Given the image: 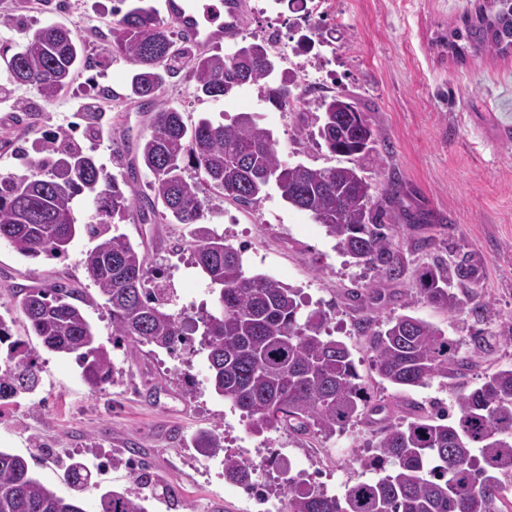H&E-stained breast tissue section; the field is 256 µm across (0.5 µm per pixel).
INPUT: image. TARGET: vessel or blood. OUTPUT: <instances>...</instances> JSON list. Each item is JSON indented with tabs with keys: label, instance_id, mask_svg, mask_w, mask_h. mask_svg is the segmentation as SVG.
<instances>
[{
	"label": "vessel or blood",
	"instance_id": "obj_1",
	"mask_svg": "<svg viewBox=\"0 0 512 512\" xmlns=\"http://www.w3.org/2000/svg\"><path fill=\"white\" fill-rule=\"evenodd\" d=\"M157 11L199 47L233 39L241 25L238 0H158Z\"/></svg>",
	"mask_w": 512,
	"mask_h": 512
}]
</instances>
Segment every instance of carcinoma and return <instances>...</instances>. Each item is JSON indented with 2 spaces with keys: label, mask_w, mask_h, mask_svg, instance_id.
Returning a JSON list of instances; mask_svg holds the SVG:
<instances>
[{
  "label": "carcinoma",
  "mask_w": 512,
  "mask_h": 512,
  "mask_svg": "<svg viewBox=\"0 0 512 512\" xmlns=\"http://www.w3.org/2000/svg\"><path fill=\"white\" fill-rule=\"evenodd\" d=\"M109 57L135 66L128 77L129 96L152 107L149 134L141 148L142 166L152 176L150 193L136 191L138 173L129 167L122 179L105 172L91 151L80 144L54 139L45 156L24 163L20 174L0 177V240L23 256H61L78 231L77 198L93 207L87 231L97 240L84 266L104 299L112 321L113 344L154 346L172 351L187 336L200 333L207 352L214 392L251 420L253 429L282 428L298 435L331 437L352 422L368 419L371 408L346 344L323 335L325 313L302 315L299 292L262 273L245 271L241 251L209 227L212 206L200 197L205 188L240 204L260 199L270 182L292 206L311 214L355 263L390 279L402 273L392 237L385 231L386 205L394 202L398 183L391 181L381 199L361 175L359 160L379 154V136L354 109L352 119L336 118L353 103L336 91L317 107L318 134L332 155L346 164L313 168L281 160L272 133L250 116L229 124L201 119L187 125L183 112L159 100L165 78L187 71L197 93L226 97L244 85H256L274 107L286 110L295 95L289 71L279 83H268L276 61L268 45L249 42L230 54L201 52L184 44L178 33L157 19L150 7L127 9L110 30ZM463 39L474 53L512 54V0H485L464 30H454L448 50L457 54ZM13 84L33 85L46 99L65 91L79 69L89 66L83 42L71 28L52 24L26 35L10 55L0 53ZM200 175L184 176V163ZM163 209H158V206ZM136 209L143 223L172 217L193 227L192 265L209 279L214 307L192 324L171 311L176 296L155 282L145 256L124 234L111 232L115 220ZM457 267L423 269L419 292L427 302L459 312L464 301L451 291ZM43 347L61 356L77 355L83 377L94 390L115 379L109 351L85 317L86 292L69 282L45 288L13 290ZM379 376L397 387H419L446 379L473 365L460 355L443 329L410 315L389 318L372 331ZM0 400L36 392L39 376L34 354L24 342L12 340L0 317ZM414 420L391 422L380 432L378 454L363 460L365 468L383 475L347 487L343 498L314 488L283 487L284 512H504V492L512 481V367L483 377L471 391L456 392L455 413L410 407ZM195 447L207 456L224 454V476L251 483L253 464L224 453V438L203 432ZM65 480L79 491L91 474L74 461ZM134 487L100 496L99 512H146L140 488L152 483L149 473L136 474ZM0 512H84L76 498L66 499L35 479L21 456L0 451Z\"/></svg>",
  "instance_id": "obj_1"
}]
</instances>
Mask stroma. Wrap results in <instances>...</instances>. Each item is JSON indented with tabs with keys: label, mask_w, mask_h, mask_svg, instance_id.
Instances as JSON below:
<instances>
[{
	"label": "stroma",
	"mask_w": 512,
	"mask_h": 512,
	"mask_svg": "<svg viewBox=\"0 0 512 512\" xmlns=\"http://www.w3.org/2000/svg\"><path fill=\"white\" fill-rule=\"evenodd\" d=\"M482 2L334 0L331 14L300 18L284 2L270 11L263 0H252L242 11L239 35L249 41L275 34L293 48L301 35H318L313 50L321 57L324 83L308 87L309 100L331 87L346 91L382 142L379 157L361 160L364 176L378 190L390 177L399 179L388 220L404 265L396 280L356 264L308 212L283 200L276 186L248 206L205 192L216 208L213 229L242 249L246 272L298 289L307 309L326 313V332L350 349L358 383L377 409L370 420L350 423L330 438L275 428L254 432L249 419L214 393L197 340L173 354L155 348L130 359L125 348L113 347L111 320L98 299L85 307V316L99 343L110 347L123 378L92 391L74 357L48 352L30 333L11 296L13 289L62 279L89 287L84 260L95 241L82 231L58 259H31L0 240V316L10 320L13 337L33 350L40 378L36 395L13 404L0 420V450L23 456L31 474L64 497L73 494L64 471L71 460H82L94 482L78 495L85 512H98L105 491L132 484L130 468L99 470L97 459L128 457L146 464L158 484L177 491L173 500L148 497L146 512H259L225 478L220 461L194 447L198 433L220 434L225 452L255 463L254 478L265 492L279 493L292 481L340 496L348 485L375 478L359 462L375 455L384 425L406 419V404L452 407L457 388H475L484 374L511 367L512 336L506 329L512 325V55L470 53L458 59L445 45L449 28ZM117 6V0H0V14L21 16L20 25L0 26V44H19L26 29L63 23L90 60L55 99L32 86L13 87L10 97H0V175L23 172L18 149L34 160L48 138L68 134L93 150L108 173L121 174L134 163L149 133L150 112L127 98L130 63L104 54ZM160 98L192 123L248 114L272 132L288 163H337L317 145L312 113L281 111L258 86L219 99L200 97L182 73L166 83ZM82 102L96 104V123L83 120ZM419 211L429 213L428 224L410 223V214ZM118 228L175 289L185 315L210 307L207 282L190 266L189 226L169 220L143 224L132 214ZM464 261L472 274L452 286L465 297L462 311H445L420 295L423 268ZM404 314L438 325L458 342L461 355H474L475 366L406 390L384 381L374 368L371 338L357 322L367 318L378 326ZM478 332L492 340L490 349L475 354L471 338Z\"/></svg>",
	"instance_id": "35a3bbf8"
}]
</instances>
